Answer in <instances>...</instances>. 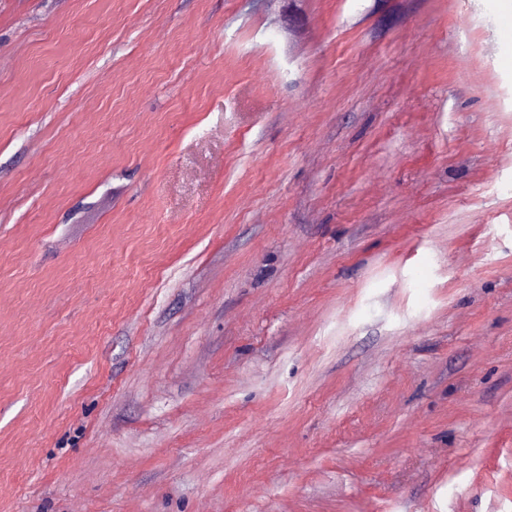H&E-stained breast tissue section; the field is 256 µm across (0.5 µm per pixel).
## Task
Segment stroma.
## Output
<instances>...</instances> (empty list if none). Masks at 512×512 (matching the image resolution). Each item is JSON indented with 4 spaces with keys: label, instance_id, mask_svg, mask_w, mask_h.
<instances>
[{
    "label": "stroma",
    "instance_id": "stroma-1",
    "mask_svg": "<svg viewBox=\"0 0 512 512\" xmlns=\"http://www.w3.org/2000/svg\"><path fill=\"white\" fill-rule=\"evenodd\" d=\"M492 0H0V512H512Z\"/></svg>",
    "mask_w": 512,
    "mask_h": 512
}]
</instances>
